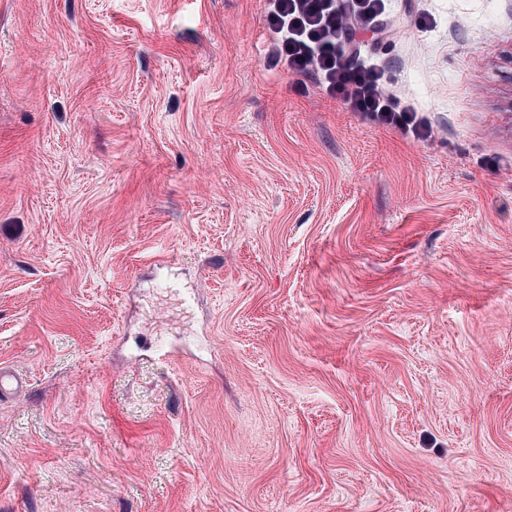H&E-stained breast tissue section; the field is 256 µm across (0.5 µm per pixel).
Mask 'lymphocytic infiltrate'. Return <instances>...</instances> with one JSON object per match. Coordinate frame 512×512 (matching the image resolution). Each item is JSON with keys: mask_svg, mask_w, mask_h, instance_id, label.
Listing matches in <instances>:
<instances>
[{"mask_svg": "<svg viewBox=\"0 0 512 512\" xmlns=\"http://www.w3.org/2000/svg\"><path fill=\"white\" fill-rule=\"evenodd\" d=\"M384 0H264L269 52L291 75L314 77L321 91L377 123L423 138L425 119L393 95L375 63L357 68L345 60L354 30L372 23Z\"/></svg>", "mask_w": 512, "mask_h": 512, "instance_id": "obj_1", "label": "lymphocytic infiltrate"}]
</instances>
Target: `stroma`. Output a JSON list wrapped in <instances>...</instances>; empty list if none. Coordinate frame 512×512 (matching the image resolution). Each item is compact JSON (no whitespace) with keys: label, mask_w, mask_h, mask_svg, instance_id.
I'll return each instance as SVG.
<instances>
[{"label":"stroma","mask_w":512,"mask_h":512,"mask_svg":"<svg viewBox=\"0 0 512 512\" xmlns=\"http://www.w3.org/2000/svg\"><path fill=\"white\" fill-rule=\"evenodd\" d=\"M0 0V512H512V0ZM383 0H265L268 52L289 75L314 77L321 91L354 112L414 138L429 136L424 118L393 95L387 73L375 63L352 68V32L371 24Z\"/></svg>","instance_id":"obj_1"}]
</instances>
